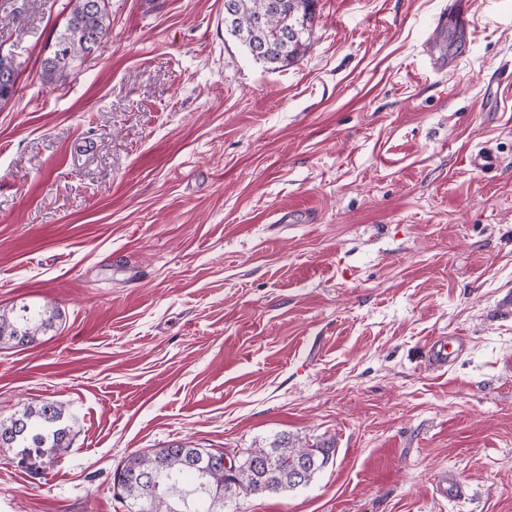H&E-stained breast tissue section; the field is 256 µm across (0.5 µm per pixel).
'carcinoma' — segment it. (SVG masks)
Masks as SVG:
<instances>
[{
    "instance_id": "1",
    "label": "carcinoma",
    "mask_w": 512,
    "mask_h": 512,
    "mask_svg": "<svg viewBox=\"0 0 512 512\" xmlns=\"http://www.w3.org/2000/svg\"><path fill=\"white\" fill-rule=\"evenodd\" d=\"M224 33L266 68L276 70L301 59L310 46L316 0H230ZM66 25L43 60L42 78L54 81L79 70L110 26L108 9H93L89 0H68ZM265 52L254 53L255 46ZM59 310L51 307H0V348H24L52 329ZM66 407L55 400L27 405L0 421V447L16 448L22 459H52L71 447ZM333 443H313L283 435L267 446L242 451L238 477L224 473V454L175 442L129 455L114 473L120 484L114 497L126 512L140 503L147 512H224L234 497L286 494L309 484L330 460ZM302 479H296L298 471ZM152 473L160 487L138 481Z\"/></svg>"
}]
</instances>
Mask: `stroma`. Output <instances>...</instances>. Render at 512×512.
Wrapping results in <instances>:
<instances>
[{
	"label": "stroma",
	"instance_id": "stroma-1",
	"mask_svg": "<svg viewBox=\"0 0 512 512\" xmlns=\"http://www.w3.org/2000/svg\"><path fill=\"white\" fill-rule=\"evenodd\" d=\"M444 4L318 0L269 70L224 0H109L48 83L66 0H0V306L61 313L0 348V419L54 399L73 429L52 460L0 448V512H124L131 453L283 434L332 461L227 512H512V0L465 41ZM90 6L89 0H68L66 25L58 32L53 50L42 63L44 81L59 80L79 70L107 35L110 17L108 9H102L107 1L90 0ZM20 63L11 55L0 54V78L1 76L8 75L14 76L16 82L13 84L2 83L0 81V104L12 99L18 91L17 80L20 75ZM8 76L2 78V81H7ZM460 348L458 343L455 349L451 342L436 341L432 343L427 349V361L432 368H442L448 365L449 359L453 356L455 351Z\"/></svg>",
	"mask_w": 512,
	"mask_h": 512
}]
</instances>
